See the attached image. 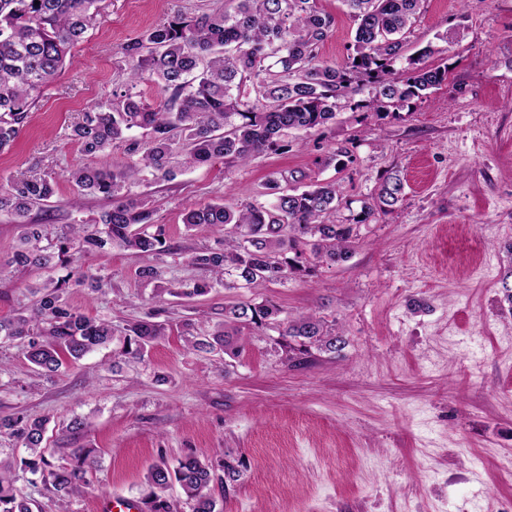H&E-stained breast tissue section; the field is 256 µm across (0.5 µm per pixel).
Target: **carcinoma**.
I'll list each match as a JSON object with an SVG mask.
<instances>
[{
	"mask_svg": "<svg viewBox=\"0 0 512 512\" xmlns=\"http://www.w3.org/2000/svg\"><path fill=\"white\" fill-rule=\"evenodd\" d=\"M106 0H0V151L18 136L43 88L64 67L71 48L103 17ZM356 25L352 45L341 64L319 58L320 45L332 30L333 17L316 0H230L199 17L177 14L147 30L123 47L131 63L130 87L148 76L164 96L154 105L129 92L84 113L72 129L80 151L91 159L106 155L112 144L127 143L138 162L114 171L86 164L67 173L78 189L113 201L99 227L86 232L75 224L70 234L41 245L40 225L25 223L28 212L56 195L50 176H29L0 187V213L24 225L8 264L42 269L74 250L91 253L118 246L141 252H162V230L153 233L155 208L145 198L119 195L124 185L144 172L171 173L176 158L184 167L216 160L247 162L279 148L286 130H312L336 117L340 102L364 87H373L374 113L398 112L410 101L448 79V67L425 65L436 53L427 45L409 53L408 34L422 0H342ZM406 60L407 76L395 77L394 65ZM268 205L222 203L188 209L183 223L190 229L224 233L219 247L196 253L192 264L214 275L224 288H249L284 281L307 270L306 262L339 263L351 258L357 240L351 224H336L328 215L342 197L334 183L312 189L288 187L268 180ZM405 184L396 172L379 185L373 202L363 205L362 221L386 213L404 197ZM293 256L288 257L286 253ZM34 304L8 319L0 318V338L21 340L25 360L35 369L55 373L68 360H78L114 339L112 325L71 309L49 283L32 286ZM276 303L237 302L224 305V321L204 336L185 338L188 347L221 350L232 357L244 348L242 329L278 330L275 343L288 348V363L308 361L311 350L334 353L342 337L313 314L281 318ZM166 336L161 322L138 321L126 328L121 355L141 359ZM21 441L30 457L21 464L30 472L46 471L57 491L77 493L96 460L92 450L77 448L67 466H55L42 447L45 423L22 413L0 418V431ZM242 462H203L186 455L148 466L142 512H220L211 484L229 489L238 480ZM14 466L0 462V512H32L34 503L14 493ZM178 485L183 501L167 490Z\"/></svg>",
	"mask_w": 512,
	"mask_h": 512,
	"instance_id": "1",
	"label": "carcinoma"
}]
</instances>
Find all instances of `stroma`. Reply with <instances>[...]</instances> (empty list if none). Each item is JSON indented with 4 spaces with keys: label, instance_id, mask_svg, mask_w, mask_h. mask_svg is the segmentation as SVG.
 <instances>
[{
    "label": "stroma",
    "instance_id": "1",
    "mask_svg": "<svg viewBox=\"0 0 512 512\" xmlns=\"http://www.w3.org/2000/svg\"><path fill=\"white\" fill-rule=\"evenodd\" d=\"M107 3L0 155V185L58 177L56 195L28 216L51 241L112 206L77 196L63 175L86 162L72 125L126 87L122 45L174 14L228 0ZM317 5L335 18L320 56L343 62L352 23L340 0ZM410 41L436 46L428 63L447 67L448 79L409 108L375 115L365 91L334 122L288 132L279 150L249 163L226 159L133 185L154 203L166 254L115 247L23 270L7 264L22 228L0 214V317L30 307V285L52 278L64 280L72 308L110 322L116 335L152 310L167 327L143 360L111 342L50 377L28 368L18 344L0 342V416L46 419L55 465L78 448L98 459L82 493L65 498L47 478L18 472L14 491L35 501L34 512H96L105 497L141 498L148 465L186 454L241 461V478L219 499L223 512H512V305L502 288L512 268V0H423ZM395 171L406 180L403 201L359 223L364 201ZM281 175L336 183L334 221L358 226L351 259L254 288L175 297L206 278L191 257L222 237L187 230L186 209L262 200L268 179ZM145 266L160 270L158 282H139ZM78 267L101 277L100 290L71 281ZM265 300L287 316L322 317L345 348L294 367L272 329L250 333L235 359L185 346L187 335L223 321L225 304ZM75 419L81 428H71Z\"/></svg>",
    "mask_w": 512,
    "mask_h": 512
}]
</instances>
